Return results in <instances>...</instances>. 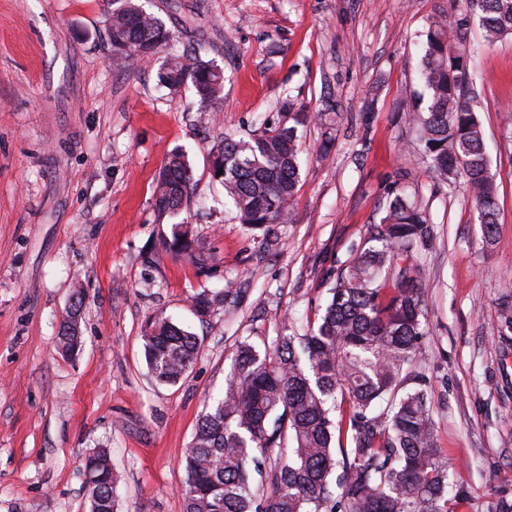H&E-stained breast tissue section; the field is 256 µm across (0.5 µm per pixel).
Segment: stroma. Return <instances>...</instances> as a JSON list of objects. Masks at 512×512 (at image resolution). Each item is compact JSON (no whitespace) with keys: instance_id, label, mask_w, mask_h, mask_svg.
<instances>
[{"instance_id":"1","label":"stroma","mask_w":512,"mask_h":512,"mask_svg":"<svg viewBox=\"0 0 512 512\" xmlns=\"http://www.w3.org/2000/svg\"><path fill=\"white\" fill-rule=\"evenodd\" d=\"M136 2L173 34L147 63L113 50L112 0H0V512H89L83 464L98 448L118 474L117 512H184V456L238 341L261 347L284 325L316 323L322 271L364 244L395 189L432 221L414 258L427 334L410 371L427 379L456 512L512 504V329L501 323L512 303V37L489 42L469 22L499 200L486 247L465 189L434 186L406 119L419 35L459 21L452 0ZM193 51L224 71L211 123L191 87L159 82L171 54ZM329 91L339 109L301 128L293 220L274 225L266 249L235 221L209 152L281 121L283 100L312 111ZM173 150L192 168L179 219L209 277L164 248L171 222L153 187ZM202 292L215 297L204 317L192 302ZM77 298L81 343L64 355L60 323ZM159 315L200 341L173 385L145 361L142 336Z\"/></svg>"}]
</instances>
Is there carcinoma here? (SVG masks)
Instances as JSON below:
<instances>
[{
    "label": "carcinoma",
    "mask_w": 512,
    "mask_h": 512,
    "mask_svg": "<svg viewBox=\"0 0 512 512\" xmlns=\"http://www.w3.org/2000/svg\"><path fill=\"white\" fill-rule=\"evenodd\" d=\"M112 4L109 37L121 53L149 59L169 41L165 26L133 0ZM465 6L488 39L512 36V0H465ZM464 43L461 23L429 26L419 69L425 106L410 120L431 178L450 191L465 187L483 242L491 244L499 224L497 188L470 96ZM161 81L168 89L191 84L197 110L208 120L224 75L190 53L170 58ZM285 108L291 124H271L246 139L226 137L211 151L212 176L238 223L251 230L290 221L300 178L297 126L338 111V103L327 93L312 113L291 99ZM191 186L185 155L172 152L154 189L158 215L178 216ZM431 236L415 198L395 195L349 262L323 272L330 288L317 325L301 335L285 332L262 352L239 342L224 396L201 416L184 458V512H453L426 379L403 376L427 335L421 274L412 260ZM166 249L210 272L208 258L185 234L173 232ZM69 321L64 317L59 341L71 355L78 337L68 333ZM199 350L194 333L166 318L146 327L147 365L161 384L184 377ZM387 396L395 403L375 412ZM84 476L89 512H116L107 449L85 458Z\"/></svg>",
    "instance_id": "obj_1"
}]
</instances>
